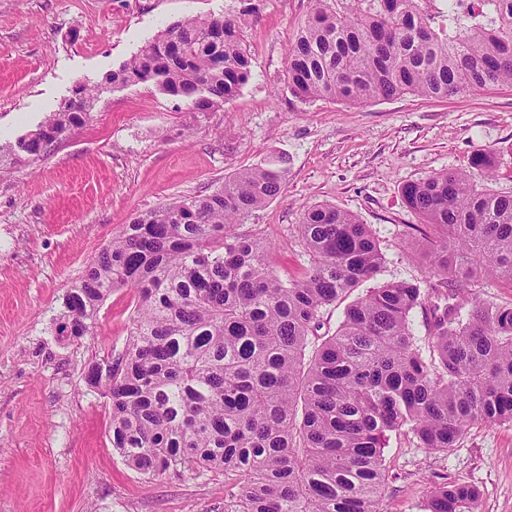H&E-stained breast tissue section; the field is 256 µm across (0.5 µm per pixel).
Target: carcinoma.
Instances as JSON below:
<instances>
[{"label":"carcinoma","mask_w":512,"mask_h":512,"mask_svg":"<svg viewBox=\"0 0 512 512\" xmlns=\"http://www.w3.org/2000/svg\"><path fill=\"white\" fill-rule=\"evenodd\" d=\"M312 3L288 48V90L301 101L512 87V0H484L489 15L452 30L420 0ZM253 11L166 26L50 113L27 151L46 155L110 85L150 83L195 112L229 102L251 76L241 36ZM491 167L476 154L464 171L404 184L422 220L408 225L404 247L426 274L353 300L384 263L370 225L331 205L305 209L296 245L307 268L288 281L247 223L281 193L285 157L132 217L68 289L57 327L80 339L112 292L137 295L112 372L100 360L84 375L111 402L113 450L143 475L224 473V512H380L392 433L446 453L476 425L512 424V302L476 295L512 281V195L475 183ZM340 306L334 334L318 335ZM480 496L470 482L441 483L426 509L475 512Z\"/></svg>","instance_id":"cac0c4a2"}]
</instances>
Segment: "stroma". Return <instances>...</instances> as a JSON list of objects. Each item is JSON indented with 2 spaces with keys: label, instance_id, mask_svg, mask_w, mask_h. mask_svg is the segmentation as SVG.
Instances as JSON below:
<instances>
[{
  "label": "stroma",
  "instance_id": "stroma-1",
  "mask_svg": "<svg viewBox=\"0 0 512 512\" xmlns=\"http://www.w3.org/2000/svg\"><path fill=\"white\" fill-rule=\"evenodd\" d=\"M250 80L231 101L194 112L148 83L105 90L89 119L35 158L17 141L102 81L147 39L186 17L235 14ZM311 0H0V512H224L220 473L148 476L108 437L111 405L83 379L89 361L125 350L136 305L121 289L91 335L56 328L69 286L134 214L207 194L225 177L289 158L288 181L253 216L275 243L271 261L295 279L307 264L294 240L306 207L332 204L376 231L378 281L423 275L402 246L419 218L403 184L464 170L488 154L481 188L512 194V87L448 98L403 94L365 105L303 102L287 87V50ZM381 512H426L433 484L482 492L478 512H512V425L476 426L431 454L406 434L385 450Z\"/></svg>",
  "mask_w": 512,
  "mask_h": 512
}]
</instances>
